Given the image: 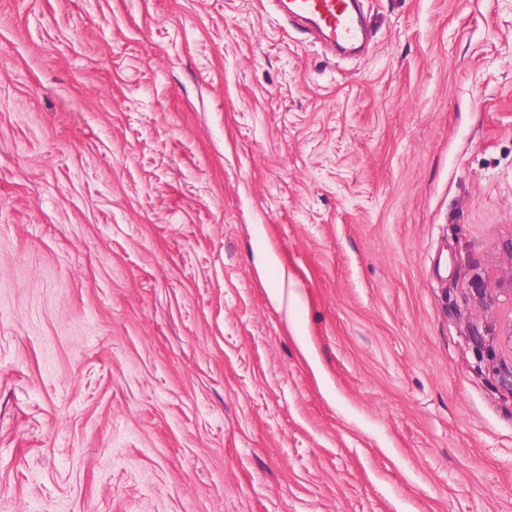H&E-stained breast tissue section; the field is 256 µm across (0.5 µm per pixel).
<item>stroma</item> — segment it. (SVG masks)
<instances>
[{"instance_id": "35a3bbf8", "label": "stroma", "mask_w": 512, "mask_h": 512, "mask_svg": "<svg viewBox=\"0 0 512 512\" xmlns=\"http://www.w3.org/2000/svg\"><path fill=\"white\" fill-rule=\"evenodd\" d=\"M0 0V512H512V0ZM357 1L289 0L284 2L290 18L310 24L311 31L333 45H356L364 41L366 30L361 13H354Z\"/></svg>"}]
</instances>
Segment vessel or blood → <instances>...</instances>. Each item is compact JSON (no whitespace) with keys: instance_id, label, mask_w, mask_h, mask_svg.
I'll use <instances>...</instances> for the list:
<instances>
[{"instance_id":"vessel-or-blood-1","label":"vessel or blood","mask_w":512,"mask_h":512,"mask_svg":"<svg viewBox=\"0 0 512 512\" xmlns=\"http://www.w3.org/2000/svg\"><path fill=\"white\" fill-rule=\"evenodd\" d=\"M286 6L290 18L308 22L331 45H356L366 37L354 0H287Z\"/></svg>"}]
</instances>
